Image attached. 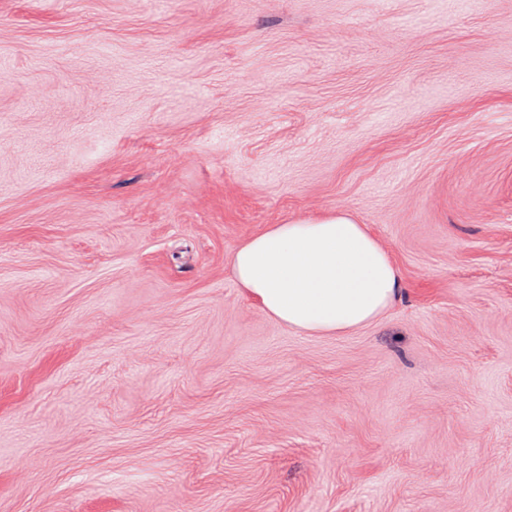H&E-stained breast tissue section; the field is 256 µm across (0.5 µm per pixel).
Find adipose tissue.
<instances>
[{
	"mask_svg": "<svg viewBox=\"0 0 512 512\" xmlns=\"http://www.w3.org/2000/svg\"><path fill=\"white\" fill-rule=\"evenodd\" d=\"M232 267L262 313L310 336H342L377 321L402 286L380 240L344 210L268 225L243 240Z\"/></svg>",
	"mask_w": 512,
	"mask_h": 512,
	"instance_id": "ef3b65f1",
	"label": "adipose tissue"
}]
</instances>
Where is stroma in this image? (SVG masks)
Returning a JSON list of instances; mask_svg holds the SVG:
<instances>
[{"instance_id":"35a3bbf8","label":"stroma","mask_w":512,"mask_h":512,"mask_svg":"<svg viewBox=\"0 0 512 512\" xmlns=\"http://www.w3.org/2000/svg\"><path fill=\"white\" fill-rule=\"evenodd\" d=\"M336 209L307 336L232 256ZM0 512H512V0H0ZM243 295L308 336H342L377 321L401 293L388 251L345 210L270 224L233 255Z\"/></svg>"}]
</instances>
